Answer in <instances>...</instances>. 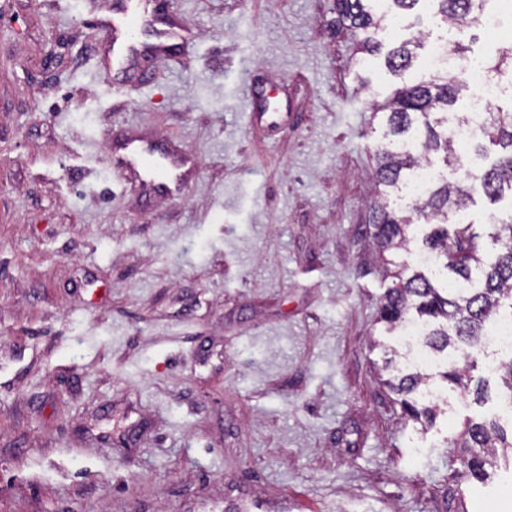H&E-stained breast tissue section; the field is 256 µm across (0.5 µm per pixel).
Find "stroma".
Wrapping results in <instances>:
<instances>
[{
	"mask_svg": "<svg viewBox=\"0 0 512 512\" xmlns=\"http://www.w3.org/2000/svg\"><path fill=\"white\" fill-rule=\"evenodd\" d=\"M109 0H0V512H512V454L449 440L512 408L454 389L430 428L383 384L392 284L374 153L401 80L333 0H138L192 49L103 70ZM491 56L429 0L380 32ZM163 138L182 193L113 141ZM141 148L126 151L133 141L123 143L113 156V168L144 172L149 183L161 195L178 194L186 180L191 160L160 141H140ZM454 448H463L465 454L460 458L464 470L461 478L482 481L489 477L486 466H492L498 454V448H512V430L510 438L494 420L470 418L463 430L452 440ZM480 448V451H475Z\"/></svg>",
	"mask_w": 512,
	"mask_h": 512,
	"instance_id": "stroma-1",
	"label": "stroma"
}]
</instances>
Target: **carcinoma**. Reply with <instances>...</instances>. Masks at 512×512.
<instances>
[{
    "label": "carcinoma",
    "mask_w": 512,
    "mask_h": 512,
    "mask_svg": "<svg viewBox=\"0 0 512 512\" xmlns=\"http://www.w3.org/2000/svg\"><path fill=\"white\" fill-rule=\"evenodd\" d=\"M421 0H336L338 22L358 35V47L368 55L381 53L376 38L385 29L389 12L410 10ZM436 16L444 25H465L475 21L476 0H430ZM420 37L405 40L390 48L384 59L386 69L400 77L414 69ZM491 72H512V49L485 61ZM460 80L448 79L437 71L428 77L415 78L399 85L383 106L386 111V142L375 153L378 194L386 196L408 183L416 168L431 164L440 156L444 167L460 164L456 142L452 139L448 108L453 107L465 90ZM476 166L473 177L450 182L442 176L431 182L416 209L427 213L436 227L423 239V247L442 258L444 285L429 277L419 267H404L395 272L396 282L386 290L381 303L380 321L389 331L413 317L423 328L422 347L440 357L461 347L477 348L487 335V325L512 318V214L492 225L488 238L501 245L494 259L484 260L482 236L471 224L448 223V210L466 208L476 193L490 202L504 195L512 196V111L496 107L487 113L480 129L470 140ZM411 220L377 203L374 209L372 240L383 254L397 251L409 243ZM502 394L512 405V354L498 365ZM443 382L454 387L473 389L475 403L489 398V383L471 377L450 365L440 373ZM398 396L402 413L423 426L432 424L441 408L438 399H427L424 391L434 387L433 374L399 371L386 380ZM455 448L464 449L460 458L464 470L460 477L482 481L489 477L500 448H512V437L494 420L470 418L452 440Z\"/></svg>",
    "instance_id": "cac0c4a2"
}]
</instances>
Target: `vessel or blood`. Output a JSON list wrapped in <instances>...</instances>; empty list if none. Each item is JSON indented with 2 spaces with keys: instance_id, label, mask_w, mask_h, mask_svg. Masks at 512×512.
I'll return each instance as SVG.
<instances>
[{
  "instance_id": "b4317fda",
  "label": "vessel or blood",
  "mask_w": 512,
  "mask_h": 512,
  "mask_svg": "<svg viewBox=\"0 0 512 512\" xmlns=\"http://www.w3.org/2000/svg\"><path fill=\"white\" fill-rule=\"evenodd\" d=\"M99 25L105 50L112 53V71L126 75L124 50L139 39V20L130 0H112L110 14ZM193 39L190 29L164 22L154 30V41L146 55H166L188 47ZM114 169L146 173L153 188L161 195L178 194L186 180L191 160L184 154L156 140L143 141L140 148L119 150L112 161Z\"/></svg>"
}]
</instances>
